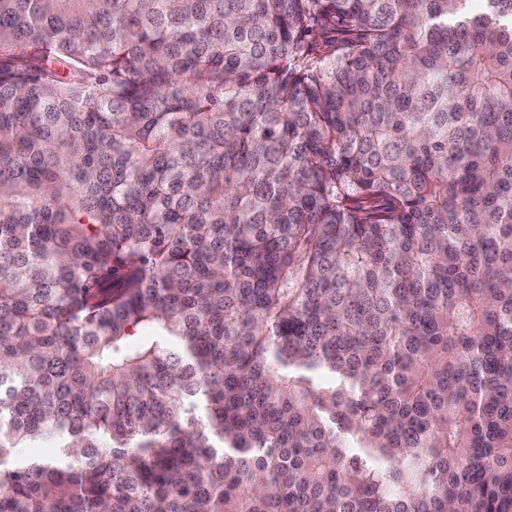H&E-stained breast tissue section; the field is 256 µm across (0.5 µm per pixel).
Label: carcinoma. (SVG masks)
I'll list each match as a JSON object with an SVG mask.
<instances>
[{"instance_id": "obj_1", "label": "carcinoma", "mask_w": 512, "mask_h": 512, "mask_svg": "<svg viewBox=\"0 0 512 512\" xmlns=\"http://www.w3.org/2000/svg\"><path fill=\"white\" fill-rule=\"evenodd\" d=\"M0 512H512V0H0Z\"/></svg>"}]
</instances>
